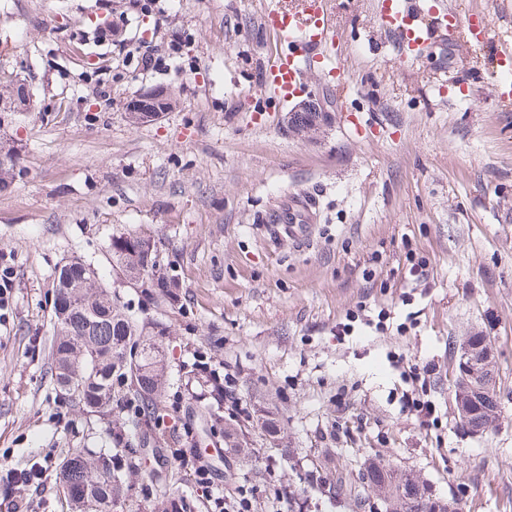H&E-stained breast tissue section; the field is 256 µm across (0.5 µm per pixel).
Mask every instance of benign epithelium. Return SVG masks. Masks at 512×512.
Here are the masks:
<instances>
[{"mask_svg": "<svg viewBox=\"0 0 512 512\" xmlns=\"http://www.w3.org/2000/svg\"><path fill=\"white\" fill-rule=\"evenodd\" d=\"M172 101L174 97L168 90L158 88L137 97L128 111L144 113L157 120L172 110ZM20 109L22 104L17 99L16 86H10L0 93V112ZM299 111L307 113V118L302 123H289V128L295 135L305 139L322 127L326 114L315 103H307ZM454 386L458 423L472 435L485 433L495 423L499 412L498 375L492 350L483 343H476L469 336L463 337L457 344ZM379 492L383 501L393 506V512H424V501H413L405 494L402 486L396 491L382 487Z\"/></svg>", "mask_w": 512, "mask_h": 512, "instance_id": "7a95c632", "label": "benign epithelium"}]
</instances>
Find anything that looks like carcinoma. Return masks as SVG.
Listing matches in <instances>:
<instances>
[{
    "label": "carcinoma",
    "instance_id": "obj_1",
    "mask_svg": "<svg viewBox=\"0 0 512 512\" xmlns=\"http://www.w3.org/2000/svg\"><path fill=\"white\" fill-rule=\"evenodd\" d=\"M20 162L13 148L0 146V182L13 178ZM109 251L130 280L148 288H164L176 297V279L157 272V241L148 232H134L111 240ZM53 286L56 303L48 376L55 386L68 382L69 401L81 412L106 421L112 447L88 450L90 466L74 465L60 472L69 510L85 496L93 495L103 512H117L132 487L147 479L155 487L157 512L179 501L182 512H193L191 495L181 482L147 474L141 466V449L126 439V423L112 418L124 398L120 389L133 391L132 425L140 434L153 433L159 425L157 403L166 391L165 359L153 340L157 323L137 318L118 304L97 269L78 257L63 264Z\"/></svg>",
    "mask_w": 512,
    "mask_h": 512
}]
</instances>
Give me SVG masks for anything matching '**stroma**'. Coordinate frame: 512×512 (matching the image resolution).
I'll list each match as a JSON object with an SVG mask.
<instances>
[{"label":"stroma","instance_id":"obj_1","mask_svg":"<svg viewBox=\"0 0 512 512\" xmlns=\"http://www.w3.org/2000/svg\"><path fill=\"white\" fill-rule=\"evenodd\" d=\"M279 2L295 0H0V78L21 77L32 99L0 124L21 155L0 191V512H62L57 464L109 445L45 374L54 275L73 257L160 324L168 388L150 444L208 469L201 485L165 466L198 512L219 498L230 512H388L375 464L461 512H512V105L495 96L489 52L459 29L405 62L378 0H332L333 47L282 102L262 86L278 46L261 16ZM434 2L483 12L512 45V0ZM148 47L165 66L138 67ZM327 64L344 79L328 84ZM156 87L175 108L131 125L128 102ZM311 98L329 120L304 140L283 119ZM298 195L307 233L271 235ZM140 230L178 278L176 303L112 262V238ZM476 332L500 374L501 412L481 436L457 426L452 386L455 346ZM226 367L232 402L212 393ZM406 393L426 394L433 426L404 411ZM242 425L247 457L224 448ZM34 465L46 477L7 484ZM274 484L292 499L276 502Z\"/></svg>","mask_w":512,"mask_h":512}]
</instances>
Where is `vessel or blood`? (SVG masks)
Returning <instances> with one entry per match:
<instances>
[{
    "label": "vessel or blood",
    "mask_w": 512,
    "mask_h": 512,
    "mask_svg": "<svg viewBox=\"0 0 512 512\" xmlns=\"http://www.w3.org/2000/svg\"><path fill=\"white\" fill-rule=\"evenodd\" d=\"M376 19L382 28L394 32L404 53L423 52L448 31L453 9L434 12L425 0H379ZM264 27L280 45L275 63L265 72V87L279 99L293 96L301 75L311 61L321 59L332 41L328 0H310L306 9L265 11Z\"/></svg>",
    "instance_id": "vessel-or-blood-1"
}]
</instances>
